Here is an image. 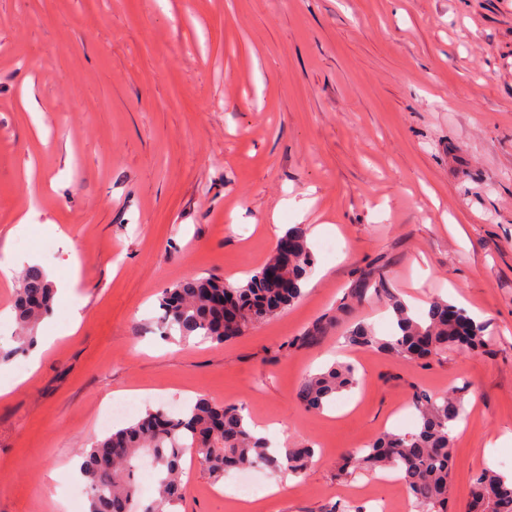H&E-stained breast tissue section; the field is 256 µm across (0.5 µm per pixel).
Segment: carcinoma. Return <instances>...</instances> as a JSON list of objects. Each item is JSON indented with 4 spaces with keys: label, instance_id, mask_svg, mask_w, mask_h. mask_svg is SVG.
<instances>
[{
    "label": "carcinoma",
    "instance_id": "obj_1",
    "mask_svg": "<svg viewBox=\"0 0 512 512\" xmlns=\"http://www.w3.org/2000/svg\"><path fill=\"white\" fill-rule=\"evenodd\" d=\"M293 243V260L279 280L263 277L264 268L243 283L214 276L191 277L166 289L161 297L163 334L179 341L202 336L224 343L250 326L288 308L303 293V283L313 265L306 232L299 225L285 233ZM374 293L387 298L394 330L382 339L359 325L348 332V344L373 348L403 358L437 356L450 346L473 353L486 347L484 325L443 299H434L421 316L391 294L383 280L372 283ZM54 285L38 265L21 275L14 300L16 321L32 330L52 311ZM359 384L356 368L337 364L309 377L301 400L313 411L322 410L336 394ZM416 431L410 434L384 430L365 448L342 457L336 477L347 480L363 470L392 469L413 496L421 512H448L449 472L453 433L465 418L459 398L416 396ZM249 414L239 405H219L200 399L185 411L168 413L146 409L124 427L108 431L81 455L80 474L86 488L89 512H179L183 501V458L192 452L208 475L219 481L230 470L261 464L298 474L312 462L306 445L275 454L270 441L254 437ZM151 459L156 477L155 496L139 498L137 462ZM468 512H512V481L492 470L473 480Z\"/></svg>",
    "mask_w": 512,
    "mask_h": 512
}]
</instances>
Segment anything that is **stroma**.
Instances as JSON below:
<instances>
[{
	"mask_svg": "<svg viewBox=\"0 0 512 512\" xmlns=\"http://www.w3.org/2000/svg\"><path fill=\"white\" fill-rule=\"evenodd\" d=\"M330 224L302 297L242 336L176 343L160 297L190 276L246 281L272 224ZM58 225L60 236L45 233ZM336 242L326 253L327 242ZM79 272L67 264L69 252ZM78 275L86 317L55 300L36 371L0 395V512H85L47 475L102 437L108 401L144 394L246 406L278 446L315 450L301 474L259 468L263 512L350 503L408 512L396 475L336 478L346 451L413 431L416 395L461 397L448 512L512 446V0H0V362L24 258ZM383 273L412 309L442 298L487 346L406 360L347 345L390 331L360 277ZM353 364L338 416L299 398L309 375ZM181 512H236L194 457Z\"/></svg>",
	"mask_w": 512,
	"mask_h": 512,
	"instance_id": "obj_1",
	"label": "stroma"
}]
</instances>
